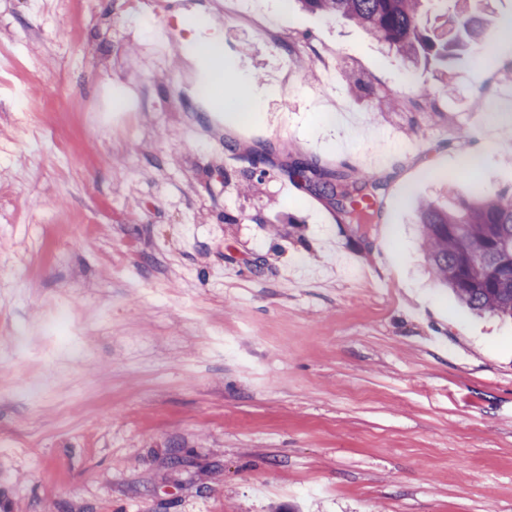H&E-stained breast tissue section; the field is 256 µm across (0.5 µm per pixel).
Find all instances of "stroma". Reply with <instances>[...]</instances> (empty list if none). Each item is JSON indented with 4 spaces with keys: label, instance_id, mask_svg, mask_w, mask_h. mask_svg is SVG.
Returning <instances> with one entry per match:
<instances>
[{
    "label": "stroma",
    "instance_id": "obj_1",
    "mask_svg": "<svg viewBox=\"0 0 512 512\" xmlns=\"http://www.w3.org/2000/svg\"><path fill=\"white\" fill-rule=\"evenodd\" d=\"M193 8L256 102L220 130L153 44L175 2L0 0V512H512V322L437 287L415 229L512 194V0H469L491 53L443 65ZM292 158L372 177L370 223Z\"/></svg>",
    "mask_w": 512,
    "mask_h": 512
}]
</instances>
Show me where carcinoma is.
<instances>
[{
	"instance_id": "cac0c4a2",
	"label": "carcinoma",
	"mask_w": 512,
	"mask_h": 512,
	"mask_svg": "<svg viewBox=\"0 0 512 512\" xmlns=\"http://www.w3.org/2000/svg\"><path fill=\"white\" fill-rule=\"evenodd\" d=\"M309 11L345 18L403 59L415 63L424 58H448V44L438 43L425 27L427 9L423 0H299ZM447 22L455 27L452 43L481 58L489 38L480 20L471 16L466 0H455ZM282 172L299 178L323 193L350 224H367L374 207L358 206L368 184L359 171L322 167L298 159L285 164ZM421 245L434 280L453 291L458 300L477 314L512 319V196L479 191L447 205L424 199L417 206ZM480 261L475 271L469 260Z\"/></svg>"
}]
</instances>
